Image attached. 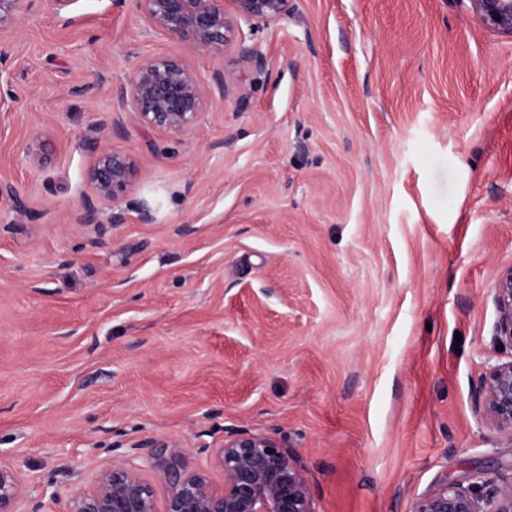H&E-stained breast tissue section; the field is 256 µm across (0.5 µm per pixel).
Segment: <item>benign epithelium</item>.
<instances>
[{
    "label": "benign epithelium",
    "instance_id": "benign-epithelium-1",
    "mask_svg": "<svg viewBox=\"0 0 512 512\" xmlns=\"http://www.w3.org/2000/svg\"><path fill=\"white\" fill-rule=\"evenodd\" d=\"M27 0H0V29L13 24ZM146 20L158 31L190 42L205 55L229 42L228 34L244 22L250 26L288 15L291 0H138ZM488 26L512 34V0H470ZM118 111L131 112L157 130L185 133L204 109L205 95L193 67L172 55H154L134 69L116 91ZM134 160L114 150L100 151L88 173L90 193L76 212L75 224L97 221V203L111 206V222L124 220L125 193L136 178ZM497 312L495 337L512 348V268L502 272L493 289ZM475 410L484 422L512 442V360L496 363L483 374ZM207 454L221 472L215 483L207 468L190 458ZM151 462L165 488L158 502L154 485L135 464ZM67 512H315L300 462L276 439L238 431L210 449L179 442L144 439L129 444L123 458L101 469L88 484L76 476ZM54 499L53 484L40 499L25 494L17 472L0 466V512H44ZM411 512H512V481L498 484L478 476L463 485L444 482Z\"/></svg>",
    "mask_w": 512,
    "mask_h": 512
}]
</instances>
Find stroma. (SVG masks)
Listing matches in <instances>:
<instances>
[{
    "label": "stroma",
    "mask_w": 512,
    "mask_h": 512,
    "mask_svg": "<svg viewBox=\"0 0 512 512\" xmlns=\"http://www.w3.org/2000/svg\"><path fill=\"white\" fill-rule=\"evenodd\" d=\"M161 53L208 90L184 134L113 109ZM0 95V183L23 201L0 198V462L28 494L55 482L46 512H67L69 471L144 438L274 437L317 512H412L445 481L512 476V443L475 413L512 359L493 303L512 35L470 0H292L205 55L137 0H34L0 33ZM102 149L138 176L123 223L104 205L82 228Z\"/></svg>",
    "instance_id": "obj_1"
}]
</instances>
